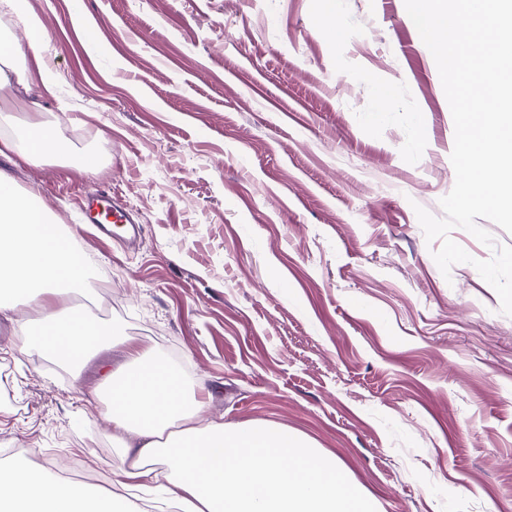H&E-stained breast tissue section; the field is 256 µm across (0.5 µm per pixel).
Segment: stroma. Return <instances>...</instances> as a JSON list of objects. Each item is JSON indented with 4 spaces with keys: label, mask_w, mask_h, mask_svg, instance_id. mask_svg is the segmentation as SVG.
<instances>
[{
    "label": "stroma",
    "mask_w": 512,
    "mask_h": 512,
    "mask_svg": "<svg viewBox=\"0 0 512 512\" xmlns=\"http://www.w3.org/2000/svg\"><path fill=\"white\" fill-rule=\"evenodd\" d=\"M52 49L0 38L51 90L0 89V133L32 112L58 158H0L72 232L76 300L116 342L166 344L207 415L276 426L331 458L369 512H512V316L470 256L443 276L414 211L442 217L454 122L404 0H28ZM95 158L86 167L87 158ZM107 192L143 226L126 249L80 224ZM0 318V468L111 488L100 380L48 366Z\"/></svg>",
    "instance_id": "stroma-1"
}]
</instances>
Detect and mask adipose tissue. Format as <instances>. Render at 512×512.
I'll use <instances>...</instances> for the list:
<instances>
[{
    "label": "adipose tissue",
    "mask_w": 512,
    "mask_h": 512,
    "mask_svg": "<svg viewBox=\"0 0 512 512\" xmlns=\"http://www.w3.org/2000/svg\"><path fill=\"white\" fill-rule=\"evenodd\" d=\"M59 133L38 118L25 140L0 137V156L52 152ZM69 238L34 195L0 172V316L31 306V346L75 367L111 349L109 332L73 301L87 277ZM125 363L92 390L121 449L115 489L48 480L23 463L0 472V512H129L122 492L165 483L179 512H365L335 461L287 431L202 422L204 402L147 348L125 343Z\"/></svg>",
    "instance_id": "1"
}]
</instances>
